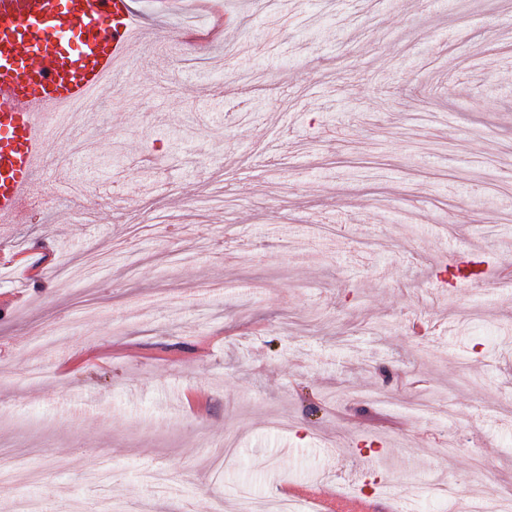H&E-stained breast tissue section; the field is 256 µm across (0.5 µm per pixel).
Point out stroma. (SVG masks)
<instances>
[{"instance_id":"35a3bbf8","label":"stroma","mask_w":512,"mask_h":512,"mask_svg":"<svg viewBox=\"0 0 512 512\" xmlns=\"http://www.w3.org/2000/svg\"><path fill=\"white\" fill-rule=\"evenodd\" d=\"M224 11L235 36L208 62L135 51L5 235L48 259L34 282L0 268V455L27 475L0 512L504 496L512 286L435 274L460 249L512 265V0ZM91 252L109 261L90 278L57 274Z\"/></svg>"}]
</instances>
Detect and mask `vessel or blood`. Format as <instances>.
Listing matches in <instances>:
<instances>
[{"instance_id": "vessel-or-blood-1", "label": "vessel or blood", "mask_w": 512, "mask_h": 512, "mask_svg": "<svg viewBox=\"0 0 512 512\" xmlns=\"http://www.w3.org/2000/svg\"><path fill=\"white\" fill-rule=\"evenodd\" d=\"M143 24L132 0H0L1 225L20 221L45 172L48 120L112 93L134 44H157ZM471 270L487 265L463 252L437 278L453 288Z\"/></svg>"}]
</instances>
